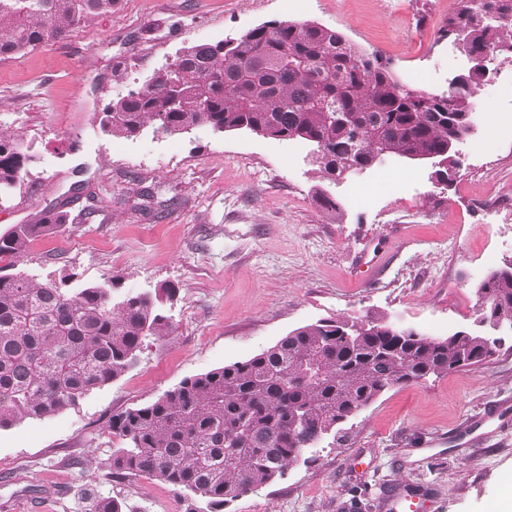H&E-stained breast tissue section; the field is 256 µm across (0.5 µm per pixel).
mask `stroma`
<instances>
[{"label":"stroma","instance_id":"35a3bbf8","mask_svg":"<svg viewBox=\"0 0 512 512\" xmlns=\"http://www.w3.org/2000/svg\"><path fill=\"white\" fill-rule=\"evenodd\" d=\"M118 0L111 15L69 38L0 60V122L36 159L0 204V234L66 204L69 224L33 241L20 270L114 276L121 295L178 288L169 335L148 338L138 364L55 415L0 430V512H86L84 489L124 498L131 512H189L158 479L114 480V413L187 377L247 360L290 331L325 318L380 319L447 337L471 324L476 289L512 263V141H489L461 161L448 189L432 167L386 159L336 179L302 141L199 128L178 136L114 138L100 126L128 83H144L188 43H214L272 19L339 31L388 60L411 85L431 71L436 91L464 64L435 33L452 0ZM358 183L360 206L345 194ZM160 187L177 206L162 220L139 211ZM112 202L83 221L89 192ZM335 197V210L317 195ZM512 335L485 361L394 387L345 423L315 461L245 494L226 512H402L385 490L413 489L416 512H493L511 489Z\"/></svg>","mask_w":512,"mask_h":512}]
</instances>
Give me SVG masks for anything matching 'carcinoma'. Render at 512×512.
I'll return each instance as SVG.
<instances>
[{
    "mask_svg": "<svg viewBox=\"0 0 512 512\" xmlns=\"http://www.w3.org/2000/svg\"><path fill=\"white\" fill-rule=\"evenodd\" d=\"M116 0H0V58L34 51L112 13ZM512 0H459L441 35L476 52L512 53L503 30ZM474 71L439 95L401 85L389 63L359 52L326 27L270 20L238 38L184 46L150 82L109 102L103 131L134 137L146 127L168 136L208 127L247 129L305 141L329 177L362 171L377 153L433 157L454 176L455 137L468 136ZM30 147L0 130V202L22 187ZM142 211L162 217L166 201L144 195ZM69 221L53 205L31 224L0 235V430L76 405L88 392L128 371L143 342L171 327L164 300L177 288L116 297V279L70 287L75 274L39 281L16 269L34 239ZM488 304L486 327L512 324V263L478 286ZM484 333L436 338L382 320L358 331L319 320L288 333L268 350L182 380L151 402L112 415L109 431L117 480L148 475L184 491L193 512H224L230 503L281 479L313 453L342 420L384 390L482 362ZM91 512H125L118 498L98 497Z\"/></svg>",
    "mask_w": 512,
    "mask_h": 512,
    "instance_id": "1",
    "label": "carcinoma"
}]
</instances>
